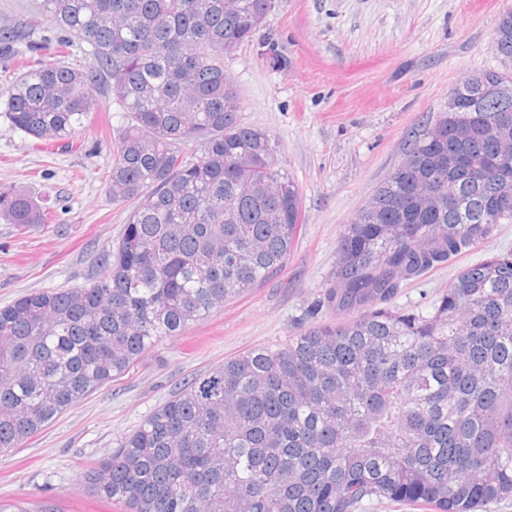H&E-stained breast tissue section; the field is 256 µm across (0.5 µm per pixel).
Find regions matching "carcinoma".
<instances>
[{
	"label": "carcinoma",
	"mask_w": 512,
	"mask_h": 512,
	"mask_svg": "<svg viewBox=\"0 0 512 512\" xmlns=\"http://www.w3.org/2000/svg\"><path fill=\"white\" fill-rule=\"evenodd\" d=\"M42 0L88 64L38 63L0 89V113L67 141L111 81L126 127L106 175L129 206L90 284L0 307V452L19 447L164 337L288 261L302 207L278 143L239 122L224 57L272 0ZM23 35L0 28V56ZM492 45L507 67L462 80L458 107L406 157L338 241L320 303L358 313L249 349L194 378L121 441L83 463L89 490L126 512H480L512 502V252L462 268L428 312L391 304L402 284L474 249L512 200V125L487 88H512V9ZM198 155H186L188 145ZM493 161L479 177L448 155ZM456 206L448 208V197ZM46 209L0 183V220L27 231ZM0 512H60L1 501Z\"/></svg>",
	"instance_id": "carcinoma-1"
}]
</instances>
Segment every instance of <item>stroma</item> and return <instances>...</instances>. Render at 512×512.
Masks as SVG:
<instances>
[{
	"mask_svg": "<svg viewBox=\"0 0 512 512\" xmlns=\"http://www.w3.org/2000/svg\"><path fill=\"white\" fill-rule=\"evenodd\" d=\"M41 0H0V24L43 42L27 61L0 58V88L22 64L60 60L61 32ZM512 0H275L251 42L225 57L241 123L278 142L277 163L296 182L302 222L288 262L260 285L164 338L118 381L94 392L21 447L0 453V499H52L62 512H124L94 496L76 460L109 457L120 441L190 379L252 347L276 346L337 313L315 302L334 283L337 242L400 163L413 134L444 111L463 77L501 66L491 40ZM274 43L284 64L260 54ZM82 134L33 138L0 117V182L23 186L50 211L20 233L0 223V306L35 290L90 283L121 236L129 210L113 205L105 174L124 114L108 81ZM512 252V223L473 251L401 289L397 307L428 311L458 272Z\"/></svg>",
	"mask_w": 512,
	"mask_h": 512,
	"instance_id": "obj_1",
	"label": "stroma"
}]
</instances>
